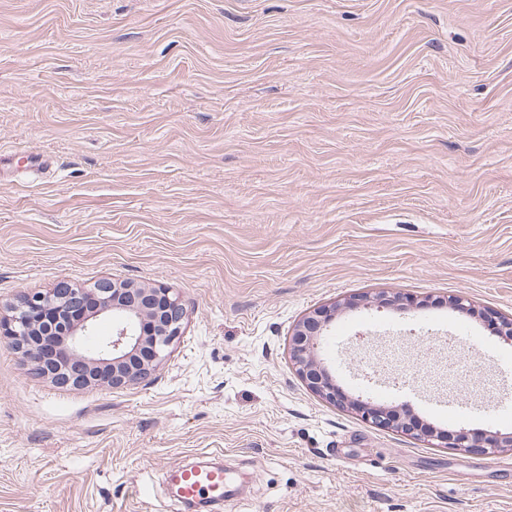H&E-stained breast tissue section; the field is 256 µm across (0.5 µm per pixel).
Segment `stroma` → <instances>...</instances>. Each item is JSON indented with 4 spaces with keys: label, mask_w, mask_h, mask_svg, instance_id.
Returning <instances> with one entry per match:
<instances>
[{
    "label": "stroma",
    "mask_w": 512,
    "mask_h": 512,
    "mask_svg": "<svg viewBox=\"0 0 512 512\" xmlns=\"http://www.w3.org/2000/svg\"><path fill=\"white\" fill-rule=\"evenodd\" d=\"M161 284L187 311L140 385L55 384L0 340V512H181L166 469L220 451L211 512H512V451L379 429L313 393L512 433V0H0V305L62 281ZM375 397L364 354L455 364ZM466 401L467 414L456 411ZM442 303H448V308L462 313L479 315L488 322L494 334L512 344V318H506L501 315H492L491 313L481 312L466 298L461 296L448 297V300H441ZM361 301L362 298H350L342 304L314 309L296 325L292 334L290 352L298 374L316 395L333 405L346 404L348 399L336 386L334 376L318 360L317 351L336 310L357 309Z\"/></svg>",
    "instance_id": "1"
}]
</instances>
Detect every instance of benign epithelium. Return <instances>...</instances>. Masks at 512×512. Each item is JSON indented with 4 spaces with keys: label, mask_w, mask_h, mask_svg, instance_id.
<instances>
[{
    "label": "benign epithelium",
    "mask_w": 512,
    "mask_h": 512,
    "mask_svg": "<svg viewBox=\"0 0 512 512\" xmlns=\"http://www.w3.org/2000/svg\"><path fill=\"white\" fill-rule=\"evenodd\" d=\"M462 313L479 315L494 334L512 343V318L481 312L466 298L442 300ZM361 299L320 307L292 334L291 358L298 374L319 397L333 405L347 402L361 417L381 429H392L436 441V446L490 454L512 450L511 433L476 435L460 429L416 428L393 407L370 401H348L317 351L336 310L357 309ZM186 309L180 298L161 285L141 287L100 279L91 288L60 282L47 292L27 294L0 312V338L13 342L22 358L63 386L82 387L98 381L113 389L144 382L167 359L183 335ZM111 324L109 335H97L99 320Z\"/></svg>",
    "instance_id": "obj_1"
}]
</instances>
